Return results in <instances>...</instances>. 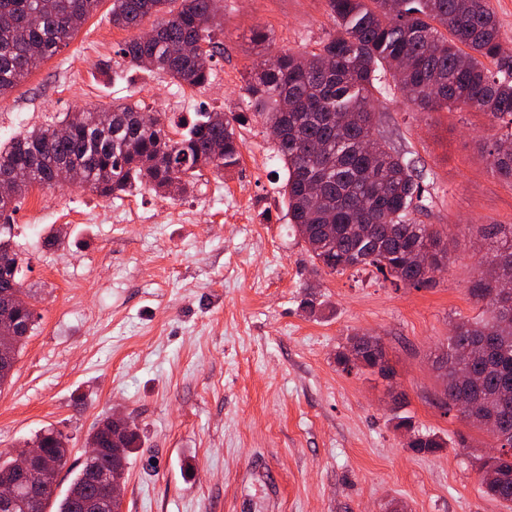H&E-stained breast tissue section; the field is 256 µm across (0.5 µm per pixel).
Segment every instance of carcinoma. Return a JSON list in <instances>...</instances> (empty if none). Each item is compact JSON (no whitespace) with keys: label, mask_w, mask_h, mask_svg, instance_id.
Returning a JSON list of instances; mask_svg holds the SVG:
<instances>
[{"label":"carcinoma","mask_w":512,"mask_h":512,"mask_svg":"<svg viewBox=\"0 0 512 512\" xmlns=\"http://www.w3.org/2000/svg\"><path fill=\"white\" fill-rule=\"evenodd\" d=\"M100 0H0V97L44 60L68 44ZM219 0H112V25L130 28L152 20L150 30L124 43L133 67L153 60L152 70L179 85L210 81L219 49ZM336 29L318 49L279 53L251 72L246 92L266 125L279 130L274 142L287 178L283 197L289 223L299 230L314 261L328 272L373 267L394 283L433 284L415 253L440 247L437 263L449 264V249L428 224L411 214L424 209L422 186L412 161L372 138L377 83L389 74L422 112L476 109L500 123L489 155L492 169L512 181V54L504 51L490 0H326ZM242 112H198L181 119L179 137L162 113L140 104L66 115L65 137L56 127H33L0 148V177L26 170L10 196H0V216L13 211L34 185L53 188L62 168L78 167L81 183L99 196L118 197L143 187L169 197L190 191L205 169L229 170L240 162L236 127ZM478 232L495 244L494 281L479 275L469 288L490 315L461 317L437 358L444 383L442 403L455 409L477 403L499 430L506 452L478 466L485 492L512 502V224H483ZM0 294L13 297L12 313L29 336L35 309L18 278L19 258L0 238ZM50 460L62 470L69 448L53 431L44 433ZM102 448L111 429L102 419L89 435ZM122 463L139 448L136 427L123 433ZM411 446L434 452L438 437L424 434ZM26 493L44 496L31 474ZM98 490L87 464L72 478L56 512H94Z\"/></svg>","instance_id":"carcinoma-1"}]
</instances>
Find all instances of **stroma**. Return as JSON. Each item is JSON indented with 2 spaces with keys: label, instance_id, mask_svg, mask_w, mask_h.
<instances>
[{
  "label": "stroma",
  "instance_id": "35a3bbf8",
  "mask_svg": "<svg viewBox=\"0 0 512 512\" xmlns=\"http://www.w3.org/2000/svg\"><path fill=\"white\" fill-rule=\"evenodd\" d=\"M110 8L102 0L0 99V143L82 108L138 102L172 119L247 113L240 163L203 170L173 200L29 189L0 225L35 297L0 387V459L61 432L62 498L93 427L117 409L141 439L122 512H512L481 486L474 462L489 438L445 411L434 363L456 320L478 313L469 288L491 255L478 225L512 224V181L488 156L499 126L472 109L416 111L388 87L374 135L412 158L429 193L413 219L441 234L449 267L427 288L371 267L319 271L288 224L285 171L245 85L263 56L318 47L334 28L325 0H223L212 78L183 89L130 66L120 49L133 32L112 27ZM356 334L380 338L391 379L337 365ZM404 420L444 448H408Z\"/></svg>",
  "mask_w": 512,
  "mask_h": 512
}]
</instances>
